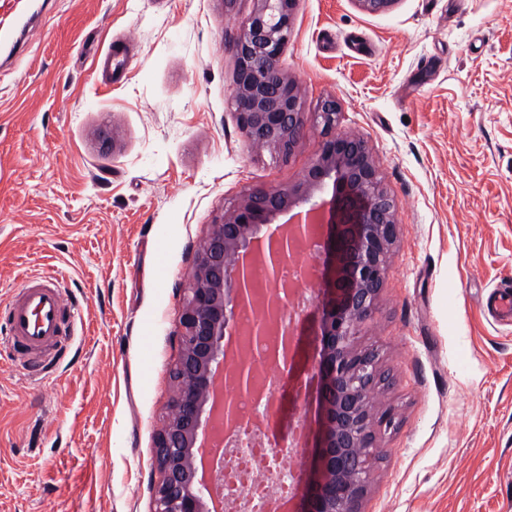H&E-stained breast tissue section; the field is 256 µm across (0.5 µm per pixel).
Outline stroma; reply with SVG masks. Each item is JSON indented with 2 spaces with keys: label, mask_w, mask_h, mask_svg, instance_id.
<instances>
[{
  "label": "stroma",
  "mask_w": 512,
  "mask_h": 512,
  "mask_svg": "<svg viewBox=\"0 0 512 512\" xmlns=\"http://www.w3.org/2000/svg\"><path fill=\"white\" fill-rule=\"evenodd\" d=\"M237 0H47L0 67V307L56 278L79 310L58 368L0 346V512H150L156 434L194 251L225 203L300 183L322 137L280 160L230 104ZM125 60L111 78L109 50ZM306 112L332 97L397 209L398 242L362 342L378 348L398 425L361 512H512V0H299L282 56ZM320 291L283 296L299 334L277 378L281 444L302 496L316 428Z\"/></svg>",
  "instance_id": "obj_1"
}]
</instances>
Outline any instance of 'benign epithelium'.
<instances>
[{"instance_id":"benign-epithelium-1","label":"benign epithelium","mask_w":512,"mask_h":512,"mask_svg":"<svg viewBox=\"0 0 512 512\" xmlns=\"http://www.w3.org/2000/svg\"><path fill=\"white\" fill-rule=\"evenodd\" d=\"M299 0H254L253 11L230 45L237 59L232 104L247 143L287 159L307 132L299 84L281 67ZM367 15L389 12L397 0H355ZM340 105L323 100L312 115L323 135L319 154L303 181L289 189L256 190L224 207L195 251L177 325L179 355L171 370L176 388L169 412L156 435L154 458L159 479L153 512H217L215 482L203 468L206 427L213 417L239 433L250 434L249 420L234 397H218L217 376L226 367L238 393L264 396L252 363L229 354L228 341L241 328L238 313L255 309L252 336L283 337L270 293L255 307V293L245 259L260 242H268L272 282L279 284L283 256L305 238L316 239L324 261L320 275L323 299L318 333L320 379L318 431L312 445V477L295 512H359L358 498L381 453L374 428L393 425L389 412L376 411L375 392L383 376L377 352L359 345L361 327L373 318L388 261L397 240L395 204L381 185L367 141L338 133ZM333 181L327 201L314 200L325 180ZM301 204L303 222L275 241L262 229Z\"/></svg>"}]
</instances>
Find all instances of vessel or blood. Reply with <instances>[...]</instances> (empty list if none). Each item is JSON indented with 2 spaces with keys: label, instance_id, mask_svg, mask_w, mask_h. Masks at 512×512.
<instances>
[{
  "label": "vessel or blood",
  "instance_id": "obj_1",
  "mask_svg": "<svg viewBox=\"0 0 512 512\" xmlns=\"http://www.w3.org/2000/svg\"><path fill=\"white\" fill-rule=\"evenodd\" d=\"M40 14L35 0H0V53L24 48V34ZM6 332L0 341L32 374H40L61 354L77 326L74 305L48 280H29L5 309Z\"/></svg>",
  "mask_w": 512,
  "mask_h": 512
}]
</instances>
